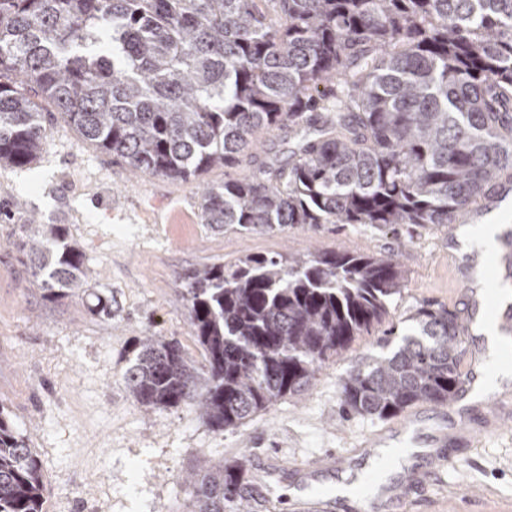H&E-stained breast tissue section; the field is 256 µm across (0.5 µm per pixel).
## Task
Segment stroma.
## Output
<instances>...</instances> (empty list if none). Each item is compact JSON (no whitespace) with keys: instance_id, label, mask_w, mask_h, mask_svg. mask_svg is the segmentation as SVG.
<instances>
[{"instance_id":"stroma-1","label":"stroma","mask_w":512,"mask_h":512,"mask_svg":"<svg viewBox=\"0 0 512 512\" xmlns=\"http://www.w3.org/2000/svg\"><path fill=\"white\" fill-rule=\"evenodd\" d=\"M45 126L30 167L0 168V406L37 454L43 512H178L190 495L186 473L241 457L251 477L279 468L275 512H298L299 467L346 457L385 426L343 414L339 393L349 366L377 352L382 327L323 366L306 395L280 400L231 432L210 428L187 406L138 409L122 379L131 350L141 337L163 336L202 364L182 278L247 254L394 250L405 290L391 319H406L423 302L464 314L447 225L296 224L240 234L202 223L197 183L131 176L58 114ZM32 217L67 225L91 288L49 301L33 285L17 249L20 226ZM107 301L108 315L100 310ZM450 452L451 463L415 491L408 512H512V423Z\"/></svg>"}]
</instances>
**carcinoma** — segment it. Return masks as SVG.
Segmentation results:
<instances>
[{"instance_id":"cac0c4a2","label":"carcinoma","mask_w":512,"mask_h":512,"mask_svg":"<svg viewBox=\"0 0 512 512\" xmlns=\"http://www.w3.org/2000/svg\"><path fill=\"white\" fill-rule=\"evenodd\" d=\"M43 101L134 176L243 167L203 186L205 224H449L512 170V0H0V168L36 158ZM273 128L297 141L284 160L257 153ZM22 228L46 298L90 287L66 225ZM403 288L394 253L205 265L185 276L205 364L147 336L123 381L144 411L234 430L306 394ZM409 320L340 377L345 409L385 420L458 395V315L422 303ZM192 482L183 512H251L245 459ZM42 488L1 407L0 512H42Z\"/></svg>"}]
</instances>
